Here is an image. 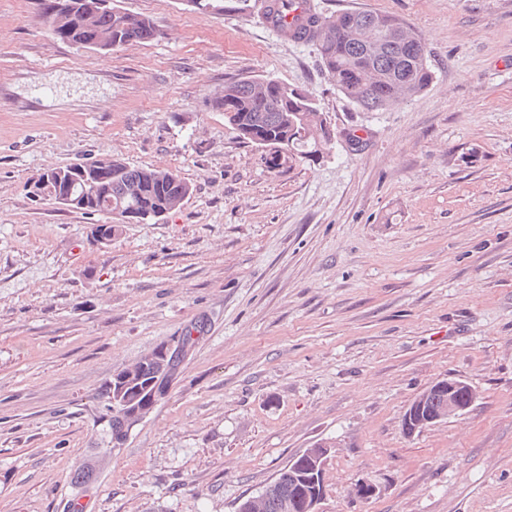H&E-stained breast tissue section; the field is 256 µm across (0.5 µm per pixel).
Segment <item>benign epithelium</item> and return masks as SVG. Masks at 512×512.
<instances>
[{"mask_svg": "<svg viewBox=\"0 0 512 512\" xmlns=\"http://www.w3.org/2000/svg\"><path fill=\"white\" fill-rule=\"evenodd\" d=\"M103 167H112V160L106 158L78 165L80 179L77 181L73 180L71 172H60L52 197L73 209H102L106 211V216H112V202H103L105 187L99 180ZM186 355L188 350H180L174 344L166 343L142 361L143 366L150 365L154 368L153 379L147 381L140 374L136 376L123 370L112 377L105 389L112 396V402L119 403L128 419L136 423L145 415L139 400L144 397L156 403L163 398L168 391L166 374L169 362ZM435 393L442 396L443 402L432 408L430 403ZM476 399V390L467 382L453 377L441 378L427 386L407 407L402 418V432L411 437L452 416L461 415ZM329 448L328 443L318 442L303 452L305 470L291 473L300 495L283 502L282 512H319L318 505L323 495L318 493L316 486L324 482Z\"/></svg>", "mask_w": 512, "mask_h": 512, "instance_id": "obj_1", "label": "benign epithelium"}]
</instances>
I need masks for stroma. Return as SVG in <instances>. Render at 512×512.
Here are the masks:
<instances>
[{"label":"stroma","instance_id":"obj_1","mask_svg":"<svg viewBox=\"0 0 512 512\" xmlns=\"http://www.w3.org/2000/svg\"><path fill=\"white\" fill-rule=\"evenodd\" d=\"M114 3L163 37L83 49L41 0H0V512H235L320 441L319 512H512V0H321L424 39L431 84L378 112L256 18ZM261 76L315 100L323 158L273 168L236 137L224 84ZM99 158L194 191L96 243L101 216L34 186ZM199 321L166 397L106 452L104 384ZM446 377L476 402L405 436Z\"/></svg>","mask_w":512,"mask_h":512}]
</instances>
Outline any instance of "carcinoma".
Segmentation results:
<instances>
[{
  "label": "carcinoma",
  "mask_w": 512,
  "mask_h": 512,
  "mask_svg": "<svg viewBox=\"0 0 512 512\" xmlns=\"http://www.w3.org/2000/svg\"><path fill=\"white\" fill-rule=\"evenodd\" d=\"M83 0H43V16L53 34L60 40L79 48L110 51L130 42H149L164 32L148 17H136L134 23L123 27L121 10L109 6L97 12L92 24L85 22ZM187 5L216 12H236L259 17L262 23L315 46L324 72L342 93L367 111L386 109L404 99L403 85L412 87L413 94L424 91L432 80L428 51L418 34H413L421 50L397 39L392 32L404 23L399 19L374 12H353L352 21L358 28L368 29L375 36V47L368 49L360 43L338 34L344 26L345 14L324 15L317 11L313 0H184ZM220 109L224 119L237 136L248 142L245 135L252 127L275 139H292L296 157L313 160L319 156L316 131L319 109L310 101L295 97L292 91L275 83L269 85L267 96L260 97L248 80L224 85V103ZM110 192L112 210L161 211L167 199L192 193L191 185L181 178L165 180L164 170L131 166L121 160L112 168ZM136 185L138 197L124 198L126 189ZM102 420L109 444L127 437L128 431L121 412L106 409ZM292 467H283L266 486L270 490L264 512H281L280 503L294 497L293 482L288 472L303 468L302 458L291 459Z\"/></svg>",
  "instance_id": "1"
}]
</instances>
